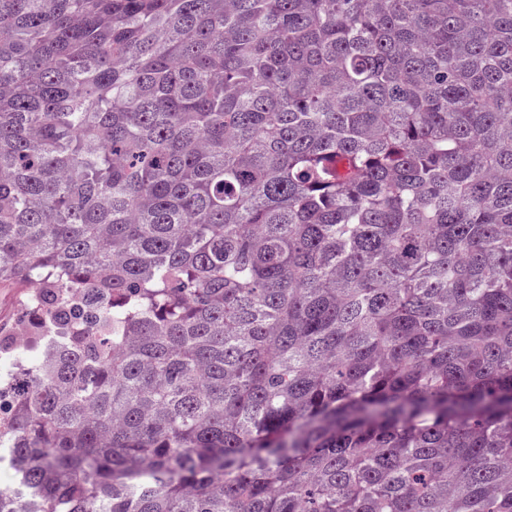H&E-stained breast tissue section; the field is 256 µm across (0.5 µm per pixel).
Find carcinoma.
I'll return each instance as SVG.
<instances>
[{
    "mask_svg": "<svg viewBox=\"0 0 512 512\" xmlns=\"http://www.w3.org/2000/svg\"><path fill=\"white\" fill-rule=\"evenodd\" d=\"M0 512H512V0H0Z\"/></svg>",
    "mask_w": 512,
    "mask_h": 512,
    "instance_id": "obj_1",
    "label": "carcinoma"
}]
</instances>
